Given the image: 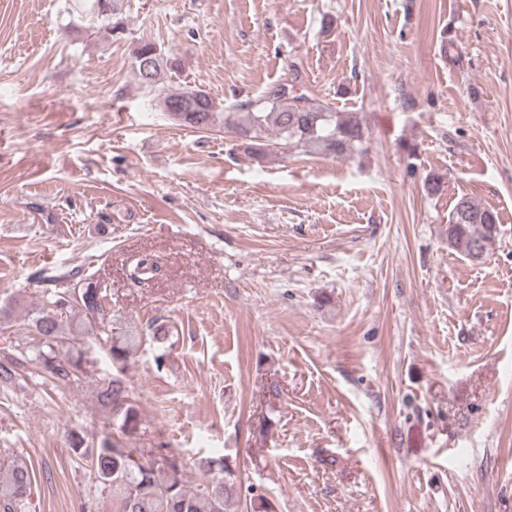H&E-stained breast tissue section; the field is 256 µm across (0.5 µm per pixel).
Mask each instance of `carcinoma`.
<instances>
[{
  "instance_id": "obj_1",
  "label": "carcinoma",
  "mask_w": 512,
  "mask_h": 512,
  "mask_svg": "<svg viewBox=\"0 0 512 512\" xmlns=\"http://www.w3.org/2000/svg\"><path fill=\"white\" fill-rule=\"evenodd\" d=\"M125 6L126 0H86L83 13L88 28L105 40L123 34ZM164 59L161 45L139 43L133 52L139 82L158 92L174 121L198 129L212 127L219 105L206 90L158 87ZM299 83L300 70L292 65L284 82L256 99L237 101L224 113L225 127L243 140L245 152L257 162L287 148L332 158L366 153L370 131L357 113L338 112L312 94L297 93ZM498 224L496 212L464 195L448 216V247L469 259H481L495 244ZM46 282L44 302L25 323L37 342L0 360V386L15 382L31 364L58 385L73 384L84 375L86 364L78 336L101 338L112 364V371L98 377L96 384L106 413L102 436L95 441L76 435L71 445L75 454L90 461L98 481L112 490L116 512H234L235 473L224 456L201 460L199 468L207 481L192 489L185 479L187 464L167 444L161 442L146 453L129 446L142 424L139 405L125 379L136 337L112 335L103 317L101 284L89 276L76 281L63 274H52ZM31 483L25 463L0 462V512H24Z\"/></svg>"
}]
</instances>
